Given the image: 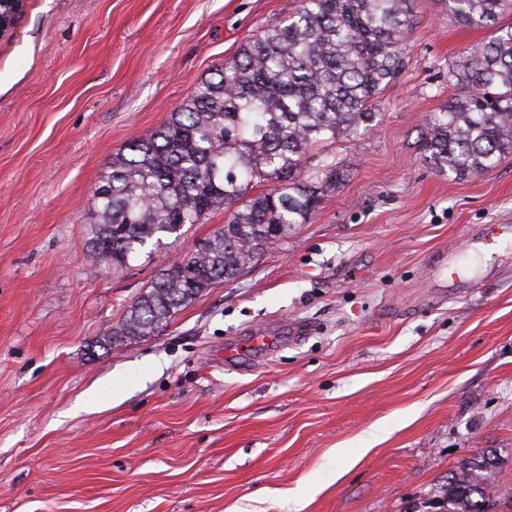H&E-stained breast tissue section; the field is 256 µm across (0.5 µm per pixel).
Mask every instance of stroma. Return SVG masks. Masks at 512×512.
<instances>
[{
	"mask_svg": "<svg viewBox=\"0 0 512 512\" xmlns=\"http://www.w3.org/2000/svg\"><path fill=\"white\" fill-rule=\"evenodd\" d=\"M301 0H27L0 41V512H434L494 449L512 492V157L465 180L425 138L448 65L486 30L415 0L368 134L315 146L342 172L309 223L155 336L97 341L213 211L127 268L97 266L90 198L212 69ZM450 253L467 288L437 271ZM264 351L247 350L258 334Z\"/></svg>",
	"mask_w": 512,
	"mask_h": 512,
	"instance_id": "35a3bbf8",
	"label": "stroma"
}]
</instances>
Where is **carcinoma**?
Masks as SVG:
<instances>
[{"label": "carcinoma", "instance_id": "carcinoma-1", "mask_svg": "<svg viewBox=\"0 0 512 512\" xmlns=\"http://www.w3.org/2000/svg\"><path fill=\"white\" fill-rule=\"evenodd\" d=\"M448 16L489 36L448 65L459 95L434 119L426 151L464 180L512 155V0H445ZM412 0H302L201 81L156 131L112 156L90 199L92 251L123 269L153 243L180 237L217 209L226 224L164 267L101 347L155 335L211 288L307 223L336 185L301 170L314 146L371 129L402 64ZM268 183L258 193L252 189ZM503 468L494 450L448 475L440 512H500L486 490Z\"/></svg>", "mask_w": 512, "mask_h": 512}]
</instances>
